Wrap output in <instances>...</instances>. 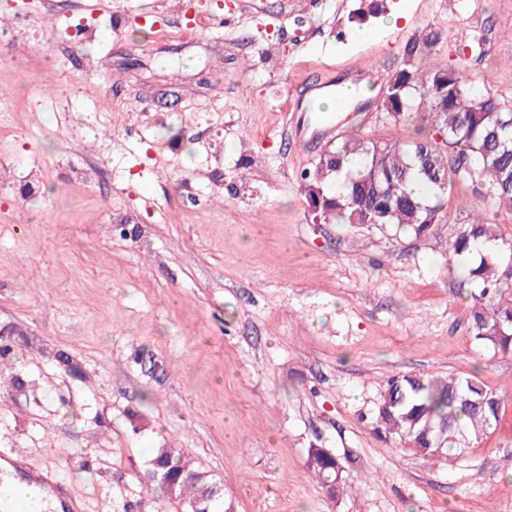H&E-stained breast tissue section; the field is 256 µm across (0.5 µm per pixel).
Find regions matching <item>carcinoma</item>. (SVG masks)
I'll use <instances>...</instances> for the list:
<instances>
[{"label": "carcinoma", "mask_w": 512, "mask_h": 512, "mask_svg": "<svg viewBox=\"0 0 512 512\" xmlns=\"http://www.w3.org/2000/svg\"><path fill=\"white\" fill-rule=\"evenodd\" d=\"M441 34L404 48L401 68L381 78L384 113L394 123L417 119L441 141L424 137L382 141L346 135L320 155L305 174V191L314 216L325 223L377 224L397 234L426 235L443 221L448 188L445 177L469 167L459 177L476 191L487 189L501 210L512 212V106L491 89L474 91L455 65L433 64ZM345 173L346 193L330 191L331 181ZM489 243L494 250L481 253ZM474 265L463 267L459 297L469 303L475 339L512 354V240L498 226L475 214L449 245L458 263L473 253ZM500 398L475 375H394L377 405L376 431L410 445L429 459L451 458L475 444L498 422ZM307 466L322 488L336 498L345 466L333 451L307 452ZM148 470L174 486L172 498L198 512H229L220 481L197 468L180 448H154Z\"/></svg>", "instance_id": "1"}]
</instances>
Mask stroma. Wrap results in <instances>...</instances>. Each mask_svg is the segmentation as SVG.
Returning a JSON list of instances; mask_svg holds the SVG:
<instances>
[{
  "mask_svg": "<svg viewBox=\"0 0 512 512\" xmlns=\"http://www.w3.org/2000/svg\"><path fill=\"white\" fill-rule=\"evenodd\" d=\"M52 2L49 21L0 0V327L27 332L13 365L30 384H0V455L66 481L86 512H152L138 477L161 446L235 512H512V355L475 339L448 268L468 212L507 237L512 214L460 181L426 237L314 223L303 177L327 128L414 130L375 95L286 109L355 64L398 69L432 30L436 61L510 98L512 0H409L397 26L357 22L361 0ZM74 17L89 43L66 41ZM409 373L477 374L496 426L451 460L381 438L380 396ZM313 444L348 459L338 497L307 472Z\"/></svg>",
  "mask_w": 512,
  "mask_h": 512,
  "instance_id": "1",
  "label": "stroma"
}]
</instances>
